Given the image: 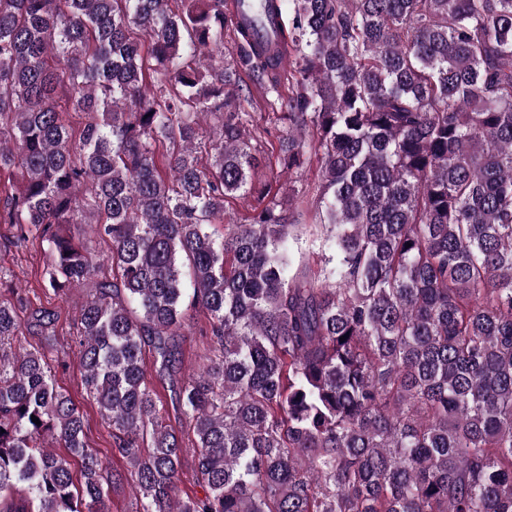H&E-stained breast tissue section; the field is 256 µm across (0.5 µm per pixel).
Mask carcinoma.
Returning a JSON list of instances; mask_svg holds the SVG:
<instances>
[{"label":"carcinoma","mask_w":512,"mask_h":512,"mask_svg":"<svg viewBox=\"0 0 512 512\" xmlns=\"http://www.w3.org/2000/svg\"><path fill=\"white\" fill-rule=\"evenodd\" d=\"M251 9L291 16L288 74L224 0H0V222L48 244L51 288L94 289L79 360L136 512H512V0ZM243 74L280 102L282 168L320 165L318 271L252 183ZM237 194L258 205L218 242ZM24 307L0 300V512H109L55 344L12 349ZM189 308L212 356L184 374ZM146 349L193 438L163 423Z\"/></svg>","instance_id":"carcinoma-1"}]
</instances>
